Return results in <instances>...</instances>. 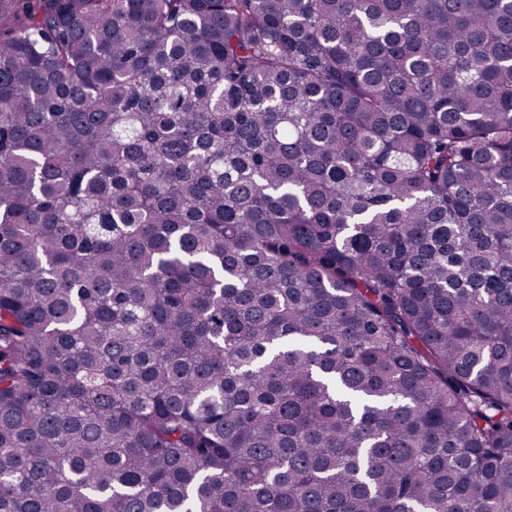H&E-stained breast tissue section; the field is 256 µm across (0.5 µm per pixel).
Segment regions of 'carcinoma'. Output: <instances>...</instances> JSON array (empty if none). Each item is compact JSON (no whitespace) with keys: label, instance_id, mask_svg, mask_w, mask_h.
<instances>
[{"label":"carcinoma","instance_id":"carcinoma-1","mask_svg":"<svg viewBox=\"0 0 512 512\" xmlns=\"http://www.w3.org/2000/svg\"><path fill=\"white\" fill-rule=\"evenodd\" d=\"M0 512H512V0H0Z\"/></svg>","mask_w":512,"mask_h":512}]
</instances>
